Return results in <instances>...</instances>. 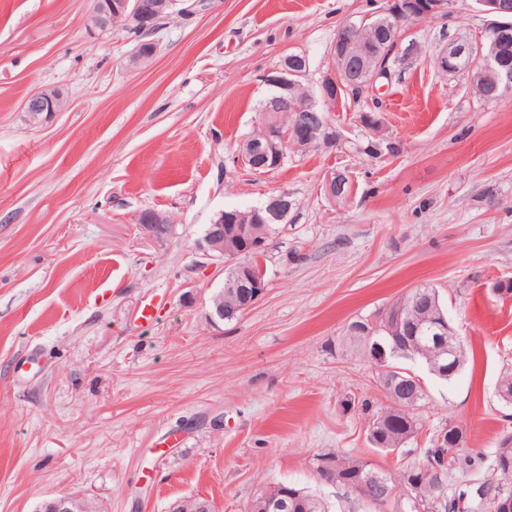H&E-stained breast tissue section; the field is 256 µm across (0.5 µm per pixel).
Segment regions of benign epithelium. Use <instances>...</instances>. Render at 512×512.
<instances>
[{"instance_id":"7a95c632","label":"benign epithelium","mask_w":512,"mask_h":512,"mask_svg":"<svg viewBox=\"0 0 512 512\" xmlns=\"http://www.w3.org/2000/svg\"><path fill=\"white\" fill-rule=\"evenodd\" d=\"M91 20L102 30L114 29L113 22L124 20L120 31L126 33L146 32L157 34L163 25L151 23V17L160 18L164 6L177 0H92ZM483 11L499 18L512 17V0H479ZM449 0H390L381 10L386 19L372 28L365 27L367 18L360 23L347 25L348 34L341 38L339 48L332 51L334 64L329 74L319 84L317 95L296 103V89L303 84L308 74V63L301 55L285 57L281 63L264 76L263 82L274 89V93L261 108L262 132L248 138L241 146L243 160L256 174H266L275 168L274 161L282 160L289 148L300 149L317 144L322 150L335 149L340 140L329 135L336 125L328 117L326 110L335 108L341 102V93L357 91L360 97L369 101L381 102L380 88L392 81L391 63L419 53L420 46L411 40L403 44L406 34L403 23L428 17L448 15ZM500 26L492 23L472 38L450 41L437 56L438 67L448 75L464 72L475 73L493 80L495 89L504 92L512 90V70L500 65V51L503 44L496 37ZM64 101L57 91H43L31 95L23 104L22 110L31 124H38L60 111ZM325 107H320V104ZM296 112L295 120L288 126L280 124L279 115L288 110ZM292 202L288 193L282 192L269 198L267 205L252 214L262 213L260 223L282 221L288 216ZM242 214L238 211L223 210L208 225L202 248L210 257H224V223L230 221L238 230L246 229L240 223ZM142 229L156 239H162L160 225L169 223L166 215L156 211H146L139 215ZM266 248V240H252L236 252L246 258V262H258ZM442 336H448L449 369L456 366L459 343L447 323L437 325ZM36 512H90L87 504L72 494H60L43 502L42 509ZM171 512H213L208 503H200L194 498L176 502Z\"/></svg>"}]
</instances>
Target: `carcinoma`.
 <instances>
[{
    "label": "carcinoma",
    "instance_id": "cac0c4a2",
    "mask_svg": "<svg viewBox=\"0 0 512 512\" xmlns=\"http://www.w3.org/2000/svg\"><path fill=\"white\" fill-rule=\"evenodd\" d=\"M427 301L419 316L418 329L398 322L405 306L416 299ZM447 318L439 290L427 285L417 288L395 302L375 325L357 320L348 327L350 340L364 346L379 343L386 351V362L378 366L379 384L391 406L377 414L369 424L367 440L375 448L393 452L403 447L419 430L415 410L424 405L426 387L420 378L399 366L397 361L418 360L428 371L442 380L454 373L448 369V358L435 324ZM497 393L506 406L512 405V371L500 377ZM466 442V427L448 423L433 439L418 465L392 477L371 463L343 454L328 452L317 458L316 473L325 482L343 486L355 493L374 512L390 508L392 512H459L458 502L467 496L462 491L454 498L446 492L448 468L467 461L460 454ZM480 496L470 499L468 510L484 507L495 509L506 501L512 512V434L501 436L494 459L491 478L482 482ZM286 502L287 512H330L326 502L306 487L278 483L262 488L249 504V512H274L271 505Z\"/></svg>",
    "mask_w": 512,
    "mask_h": 512
}]
</instances>
